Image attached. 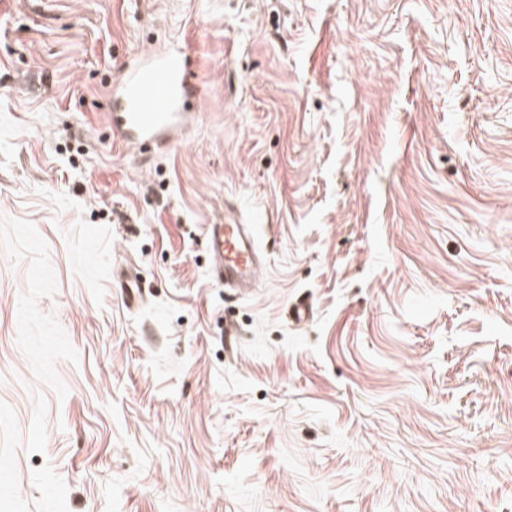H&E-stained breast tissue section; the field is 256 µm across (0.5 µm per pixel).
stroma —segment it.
<instances>
[{
	"label": "stroma",
	"mask_w": 512,
	"mask_h": 512,
	"mask_svg": "<svg viewBox=\"0 0 512 512\" xmlns=\"http://www.w3.org/2000/svg\"><path fill=\"white\" fill-rule=\"evenodd\" d=\"M0 512H512V0H0ZM188 55L179 44L151 53L129 69L114 96L120 112H112V136L137 146L165 145L184 128L197 122L200 113L185 112L189 95ZM208 230L212 282L220 288L229 284L255 288L262 261L251 227L237 223L211 224Z\"/></svg>",
	"instance_id": "stroma-1"
}]
</instances>
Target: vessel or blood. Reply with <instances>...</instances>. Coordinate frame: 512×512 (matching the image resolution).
Wrapping results in <instances>:
<instances>
[{
	"label": "vessel or blood",
	"instance_id": "1",
	"mask_svg": "<svg viewBox=\"0 0 512 512\" xmlns=\"http://www.w3.org/2000/svg\"><path fill=\"white\" fill-rule=\"evenodd\" d=\"M187 74L188 55L178 44L147 55L129 69L114 92L121 108L112 115L113 138L143 150L172 141L197 122L199 113L184 109L189 95ZM208 235L212 282L221 288L255 287L262 261L251 227L212 224Z\"/></svg>",
	"mask_w": 512,
	"mask_h": 512
}]
</instances>
